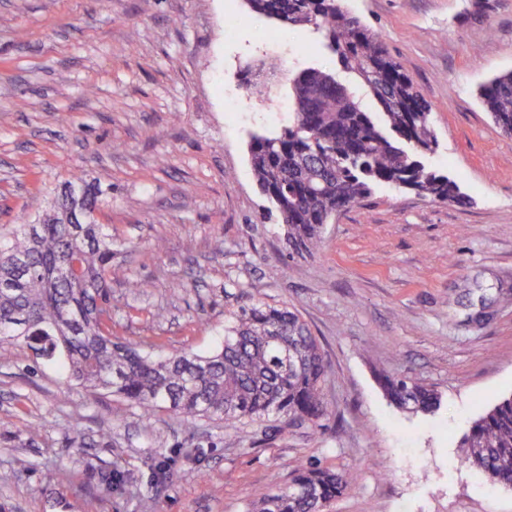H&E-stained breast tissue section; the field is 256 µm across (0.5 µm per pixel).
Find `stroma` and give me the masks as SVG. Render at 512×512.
Wrapping results in <instances>:
<instances>
[{
  "label": "stroma",
  "instance_id": "obj_1",
  "mask_svg": "<svg viewBox=\"0 0 512 512\" xmlns=\"http://www.w3.org/2000/svg\"><path fill=\"white\" fill-rule=\"evenodd\" d=\"M343 4L430 102V163L471 203L382 186L297 255L266 215L248 143L280 129L296 72L329 66L309 30L246 0H0V235L82 177L116 250L114 333L203 352L241 308L285 305L328 365L320 426L231 429L166 408L142 422L121 398L62 386L27 347L0 349L7 512H246L300 459L353 473L329 512H512V490L459 462L471 422L512 395V136L478 98L512 71V0L478 17L471 0ZM247 68L263 72L251 93ZM387 376L433 388L439 409L391 405ZM112 469L127 480L109 493Z\"/></svg>",
  "mask_w": 512,
  "mask_h": 512
}]
</instances>
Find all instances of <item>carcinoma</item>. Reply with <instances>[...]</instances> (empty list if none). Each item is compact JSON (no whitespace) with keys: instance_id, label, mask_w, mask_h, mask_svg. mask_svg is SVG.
<instances>
[{"instance_id":"1","label":"carcinoma","mask_w":512,"mask_h":512,"mask_svg":"<svg viewBox=\"0 0 512 512\" xmlns=\"http://www.w3.org/2000/svg\"><path fill=\"white\" fill-rule=\"evenodd\" d=\"M252 11L317 37L332 67L292 78L288 125L253 134L249 161L268 211L288 225V247L311 254L337 210L381 185L444 204L466 196L429 158L438 148L431 104L378 37L342 0H247ZM369 95L377 111L362 106ZM479 97L500 131L512 135V71L482 85ZM98 190L64 185L36 224L26 216L0 239V347L25 345L52 362L63 383L117 396L149 422L165 406L181 421L234 427L277 415L318 425L327 364L321 346L287 307L255 304L235 315L214 349L158 355L112 337V235L96 222ZM383 389L399 409L429 414L438 393L406 378ZM461 464L492 486L512 488V396L475 419L462 436ZM353 475L299 463L291 484L261 496L250 512H327Z\"/></svg>"}]
</instances>
